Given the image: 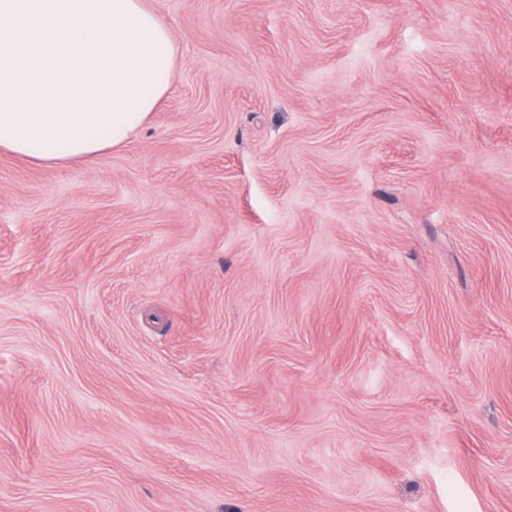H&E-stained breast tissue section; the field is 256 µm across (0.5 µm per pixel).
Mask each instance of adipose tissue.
<instances>
[{
	"label": "adipose tissue",
	"mask_w": 512,
	"mask_h": 512,
	"mask_svg": "<svg viewBox=\"0 0 512 512\" xmlns=\"http://www.w3.org/2000/svg\"><path fill=\"white\" fill-rule=\"evenodd\" d=\"M176 54L144 0H0V152L55 167L123 147Z\"/></svg>",
	"instance_id": "1"
}]
</instances>
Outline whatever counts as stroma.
I'll use <instances>...</instances> for the list:
<instances>
[{
  "label": "stroma",
  "mask_w": 512,
  "mask_h": 512,
  "mask_svg": "<svg viewBox=\"0 0 512 512\" xmlns=\"http://www.w3.org/2000/svg\"><path fill=\"white\" fill-rule=\"evenodd\" d=\"M127 145L0 153V512H512V0H145Z\"/></svg>",
  "instance_id": "35a3bbf8"
}]
</instances>
